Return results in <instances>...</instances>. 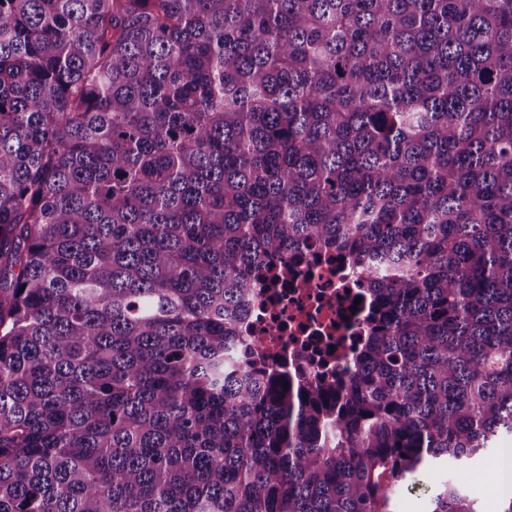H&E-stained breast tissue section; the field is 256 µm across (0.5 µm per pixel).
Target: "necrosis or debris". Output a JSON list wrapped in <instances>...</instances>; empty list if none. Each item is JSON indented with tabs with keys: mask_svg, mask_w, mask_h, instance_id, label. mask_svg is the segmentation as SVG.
<instances>
[{
	"mask_svg": "<svg viewBox=\"0 0 512 512\" xmlns=\"http://www.w3.org/2000/svg\"><path fill=\"white\" fill-rule=\"evenodd\" d=\"M257 300L243 313L232 354L268 365L290 379L320 375L348 380L374 297L372 268L343 252L313 249L272 267Z\"/></svg>",
	"mask_w": 512,
	"mask_h": 512,
	"instance_id": "1",
	"label": "necrosis or debris"
}]
</instances>
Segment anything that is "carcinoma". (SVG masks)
I'll return each mask as SVG.
<instances>
[{
    "label": "carcinoma",
    "mask_w": 512,
    "mask_h": 512,
    "mask_svg": "<svg viewBox=\"0 0 512 512\" xmlns=\"http://www.w3.org/2000/svg\"><path fill=\"white\" fill-rule=\"evenodd\" d=\"M310 245L384 276L286 389L230 346ZM502 431L512 0H0V512H389Z\"/></svg>",
    "instance_id": "carcinoma-1"
}]
</instances>
